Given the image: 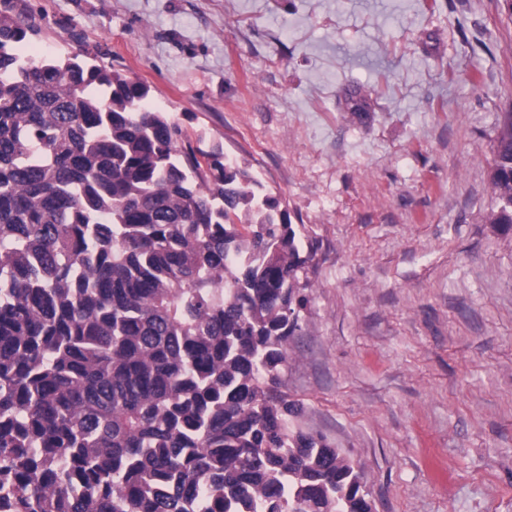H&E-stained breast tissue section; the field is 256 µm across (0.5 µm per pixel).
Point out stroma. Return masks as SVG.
I'll return each instance as SVG.
<instances>
[{"label":"stroma","instance_id":"obj_1","mask_svg":"<svg viewBox=\"0 0 512 512\" xmlns=\"http://www.w3.org/2000/svg\"><path fill=\"white\" fill-rule=\"evenodd\" d=\"M29 48L149 86L286 208L311 259L281 391L372 512H512V112L502 0H11ZM492 190L496 208L490 213L491 223L512 226V113L506 114L503 130L498 138Z\"/></svg>","mask_w":512,"mask_h":512}]
</instances>
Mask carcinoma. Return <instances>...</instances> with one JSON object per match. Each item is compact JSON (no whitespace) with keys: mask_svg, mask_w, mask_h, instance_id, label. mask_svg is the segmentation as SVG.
<instances>
[{"mask_svg":"<svg viewBox=\"0 0 512 512\" xmlns=\"http://www.w3.org/2000/svg\"><path fill=\"white\" fill-rule=\"evenodd\" d=\"M0 11V512H370L281 393L288 212L149 88ZM491 223L512 226V113Z\"/></svg>","mask_w":512,"mask_h":512,"instance_id":"obj_1","label":"carcinoma"}]
</instances>
